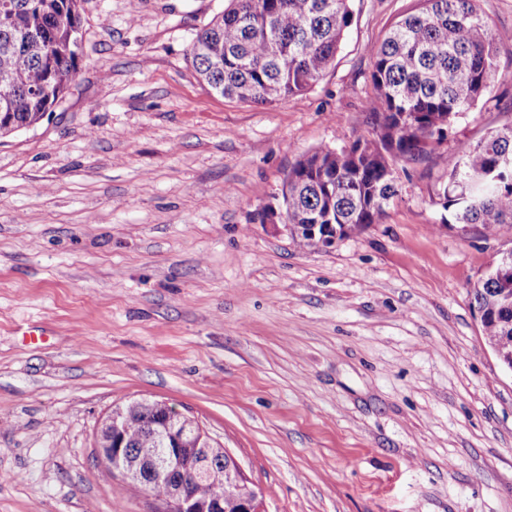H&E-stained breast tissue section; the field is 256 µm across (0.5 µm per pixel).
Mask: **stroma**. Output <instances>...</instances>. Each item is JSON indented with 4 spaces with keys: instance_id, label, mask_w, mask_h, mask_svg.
<instances>
[{
    "instance_id": "35a3bbf8",
    "label": "stroma",
    "mask_w": 512,
    "mask_h": 512,
    "mask_svg": "<svg viewBox=\"0 0 512 512\" xmlns=\"http://www.w3.org/2000/svg\"><path fill=\"white\" fill-rule=\"evenodd\" d=\"M226 0H83V55L0 139V512H154L96 458L166 402L265 512H512V373L473 287L508 242L444 209L456 157L512 123V54L439 155L396 163L383 223L331 248L256 221L306 154L371 135L367 45L416 0H352L318 83L272 105L192 66Z\"/></svg>"
}]
</instances>
